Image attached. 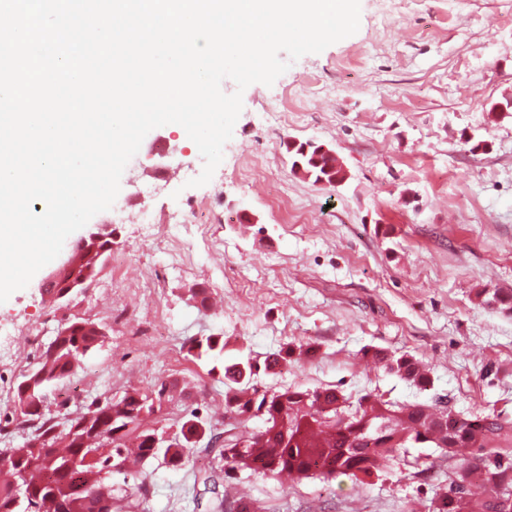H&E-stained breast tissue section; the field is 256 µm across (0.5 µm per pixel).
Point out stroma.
I'll use <instances>...</instances> for the list:
<instances>
[{
    "label": "stroma",
    "instance_id": "obj_1",
    "mask_svg": "<svg viewBox=\"0 0 512 512\" xmlns=\"http://www.w3.org/2000/svg\"><path fill=\"white\" fill-rule=\"evenodd\" d=\"M393 2L384 13L379 0H360L355 34L302 56L272 86H248L208 184H186L183 168L203 169L186 132L151 130L113 207L93 218L111 223L112 253L90 286L54 307L37 274L0 303V324L19 327L11 356L0 358V386L13 387L37 362L42 349L29 330L49 339L65 321L89 319L105 326V341L48 390L50 411L74 416L95 398L177 382L189 395L166 405L162 426L194 410L215 431L235 429L212 361L186 352L191 340L220 335L228 364L290 344L317 347L315 357L260 374L270 391L331 385L352 397L512 414V316L479 297L512 292V111H493L512 99V0ZM283 99L297 118L270 125L265 112ZM291 140L332 148L345 181L324 188L295 174ZM255 155L266 158L267 177L247 184L237 173ZM200 204L219 223L176 251L147 237L137 217L145 206L170 224L176 209ZM118 273L126 292L112 289ZM157 273V292H141ZM197 283L213 307L191 300ZM128 311L165 319L174 351L126 336L117 318ZM371 346L427 364L431 386L378 368L362 355ZM430 459L416 476L393 467L364 482L281 484L243 471L226 486L267 512H405L448 486L447 459ZM210 461L201 443L181 468L151 461L144 499L127 512H204Z\"/></svg>",
    "mask_w": 512,
    "mask_h": 512
}]
</instances>
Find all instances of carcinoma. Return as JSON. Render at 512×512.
I'll use <instances>...</instances> for the list:
<instances>
[{
	"instance_id": "carcinoma-1",
	"label": "carcinoma",
	"mask_w": 512,
	"mask_h": 512,
	"mask_svg": "<svg viewBox=\"0 0 512 512\" xmlns=\"http://www.w3.org/2000/svg\"><path fill=\"white\" fill-rule=\"evenodd\" d=\"M292 168L315 184L334 186L345 179L339 159L321 152L318 143L299 144ZM109 244L76 243V279L87 283L96 277ZM483 304L512 314V294L495 292ZM105 337L104 326L88 319L62 323L39 361L16 384L13 415L24 424L25 437L20 447L0 450V475L6 474L0 478V512H103V497L137 501L145 487L129 462L142 466L161 458L179 468L205 437L215 460L206 482L218 474L230 478L239 469L275 481L314 476L358 480L392 465L423 466L421 457L409 458V449L435 448L453 463L448 483L458 492L420 502L424 512H512V417L464 414L424 403L398 405L372 394L353 404L333 387L259 391L255 377L262 369L288 363L294 353L290 347L262 364L249 358L224 368L225 407L239 415L242 430L222 437L193 414L169 440L153 446L158 429L148 422L171 401L165 383L147 391L133 388L115 401L95 399L73 418L46 409V391L75 374ZM187 353L217 360L224 356V338L198 339ZM364 354L413 385H431L408 355L376 348H366ZM255 416L263 418V427L249 431L247 423ZM116 473L123 475L118 486L112 484ZM229 506L235 512H264L257 503L227 495L211 500L207 509L227 512Z\"/></svg>"
}]
</instances>
